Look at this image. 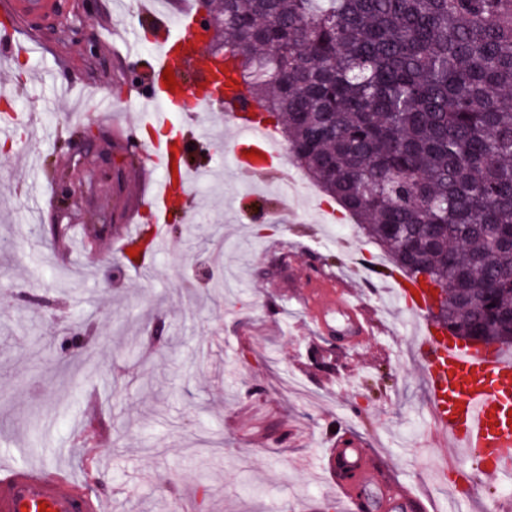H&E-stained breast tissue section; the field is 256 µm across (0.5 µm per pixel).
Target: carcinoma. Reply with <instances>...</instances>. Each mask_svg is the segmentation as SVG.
Masks as SVG:
<instances>
[{
  "label": "carcinoma",
  "instance_id": "1",
  "mask_svg": "<svg viewBox=\"0 0 512 512\" xmlns=\"http://www.w3.org/2000/svg\"><path fill=\"white\" fill-rule=\"evenodd\" d=\"M233 102L274 115L290 158L442 326L512 344V0H219Z\"/></svg>",
  "mask_w": 512,
  "mask_h": 512
}]
</instances>
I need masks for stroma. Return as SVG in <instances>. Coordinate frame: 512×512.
Here are the masks:
<instances>
[{"instance_id":"1","label":"stroma","mask_w":512,"mask_h":512,"mask_svg":"<svg viewBox=\"0 0 512 512\" xmlns=\"http://www.w3.org/2000/svg\"><path fill=\"white\" fill-rule=\"evenodd\" d=\"M143 2L73 0L55 27L19 25L29 53L0 71L16 116L13 134L0 133V458L53 462L112 512H171L180 499L198 512H342L323 467L331 442L347 437L425 512H482L501 484L466 459L441 473L439 457L455 448L423 442L431 415L412 349L417 320L391 292L366 295L346 262L359 251L380 266L389 257L350 221L325 223V196L282 195L297 172L288 153L272 174H237L236 128L220 105L216 150L186 154L217 179L192 186L191 214L149 271L122 259L120 232L147 224L141 200L163 175L150 151L135 161L124 151L131 123L145 119L129 87L155 48L142 39L119 51L110 36L154 25ZM103 94L125 108L102 111ZM87 137L84 158L70 160ZM70 168L81 197L60 210ZM104 210L118 227L109 237L97 234ZM51 224L80 241L68 263L57 261ZM255 224L279 231L258 239ZM219 233L224 261L214 266L203 244ZM312 262L371 309L377 327L358 349L320 334L304 306Z\"/></svg>"}]
</instances>
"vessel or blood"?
<instances>
[{
  "label": "vessel or blood",
  "mask_w": 512,
  "mask_h": 512,
  "mask_svg": "<svg viewBox=\"0 0 512 512\" xmlns=\"http://www.w3.org/2000/svg\"><path fill=\"white\" fill-rule=\"evenodd\" d=\"M69 0H0V59L25 55L17 36V22L49 26L68 9ZM196 14L185 9L177 27L163 26L156 34V52L146 62V85L138 87L139 100H163L164 110L151 114L150 122L164 128L169 113L186 100L209 108L214 100V60L201 39L192 34ZM172 70L179 87L165 86L164 72ZM234 154L243 174L265 171L277 157L271 132L244 117H237ZM163 168H175V178H162L155 193L144 199V208L155 210L153 241L165 235L171 217L184 216L185 199L194 180L208 177L204 168L172 161L175 147L170 138L152 144ZM388 283L402 309L419 317L430 304L398 272L387 274ZM305 305L315 314L322 333L348 336L357 346L375 327L370 311L351 299L340 279L322 270L304 275ZM417 360L432 408L436 429L465 456H479L487 472L501 480L512 478V356L492 345L471 346L438 337L432 324H424L415 337ZM328 470L351 512H422L424 504L408 488L383 479L371 463L368 449L358 441L336 439L327 452ZM105 499L92 496L82 480L50 464L19 466L0 461V512H106Z\"/></svg>",
  "instance_id": "b4317fda"
}]
</instances>
